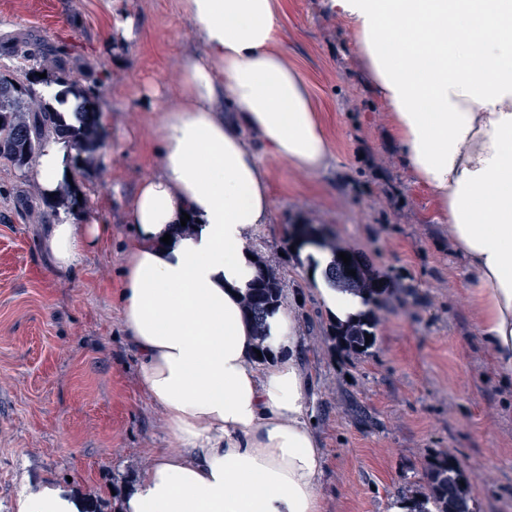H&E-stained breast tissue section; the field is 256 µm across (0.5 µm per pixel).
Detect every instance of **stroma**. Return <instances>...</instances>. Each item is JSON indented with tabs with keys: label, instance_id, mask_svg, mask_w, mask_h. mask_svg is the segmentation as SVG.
Segmentation results:
<instances>
[{
	"label": "stroma",
	"instance_id": "stroma-1",
	"mask_svg": "<svg viewBox=\"0 0 512 512\" xmlns=\"http://www.w3.org/2000/svg\"><path fill=\"white\" fill-rule=\"evenodd\" d=\"M279 47L307 82L333 158L317 173L264 156L277 232L248 242L276 268L282 307L303 341L314 428L325 451L324 512H396L427 491L425 467L454 456L473 512H512V377L479 334L461 255L391 134V119L329 0H274ZM123 12L134 39L112 30ZM41 68L57 55L98 95L103 145L74 170L77 222L111 239L71 275L40 245L54 212L43 189L0 161V512L22 491L68 485L83 512H117L116 495L167 447L162 414L140 387L116 296L125 202L153 175L145 158L159 114L180 105L183 63L203 46L183 0H0V56L15 36ZM316 224L366 256L386 286L376 343L342 351L315 272L286 229Z\"/></svg>",
	"mask_w": 512,
	"mask_h": 512
}]
</instances>
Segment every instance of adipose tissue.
<instances>
[{
    "label": "adipose tissue",
    "mask_w": 512,
    "mask_h": 512,
    "mask_svg": "<svg viewBox=\"0 0 512 512\" xmlns=\"http://www.w3.org/2000/svg\"><path fill=\"white\" fill-rule=\"evenodd\" d=\"M352 31L392 133L464 257L479 331L512 374V0H330ZM203 43L181 70L182 104L152 136L157 174L127 205L120 311L144 395L170 448L125 489L120 512H323L325 456L292 316L268 319L276 358L257 364L241 299L256 274L248 238L273 228L255 136L295 169L332 146L306 83L275 47L274 0H183ZM237 112L220 118L223 104ZM74 152L43 148L34 176L54 193ZM191 233L177 234L182 215ZM110 236L60 215L44 227L54 270H76ZM47 482L15 512H80Z\"/></svg>",
    "instance_id": "ef3b65f1"
}]
</instances>
